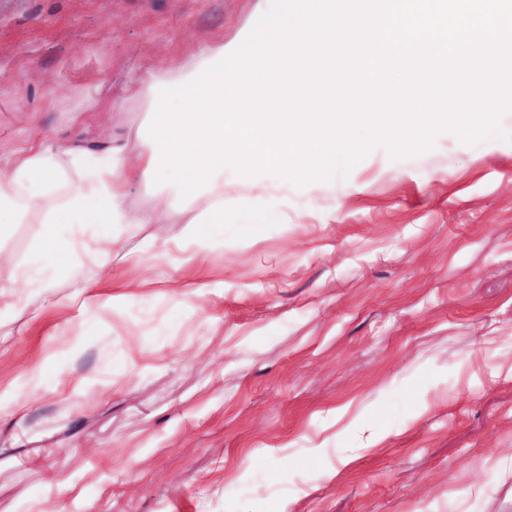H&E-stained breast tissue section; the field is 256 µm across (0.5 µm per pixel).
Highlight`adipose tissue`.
Masks as SVG:
<instances>
[{
  "label": "adipose tissue",
  "instance_id": "adipose-tissue-1",
  "mask_svg": "<svg viewBox=\"0 0 512 512\" xmlns=\"http://www.w3.org/2000/svg\"><path fill=\"white\" fill-rule=\"evenodd\" d=\"M152 155V145L144 142L130 157L112 150L77 154L33 137L21 156L10 166L0 167V224L17 223L25 210L38 206L46 188L70 164L82 166L90 180L73 187L68 207L54 214L53 223L74 224L95 233L127 223L125 186L131 177L144 174Z\"/></svg>",
  "mask_w": 512,
  "mask_h": 512
}]
</instances>
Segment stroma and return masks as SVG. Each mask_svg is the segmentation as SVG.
I'll use <instances>...</instances> for the list:
<instances>
[{
  "label": "stroma",
  "instance_id": "obj_1",
  "mask_svg": "<svg viewBox=\"0 0 512 512\" xmlns=\"http://www.w3.org/2000/svg\"><path fill=\"white\" fill-rule=\"evenodd\" d=\"M269 6L0 0V159L132 150L149 86ZM84 179L0 230L29 275L0 297V512H512V144L446 131L303 187L228 169L162 224L135 178L105 278L49 223ZM218 211V247L182 244Z\"/></svg>",
  "mask_w": 512,
  "mask_h": 512
}]
</instances>
